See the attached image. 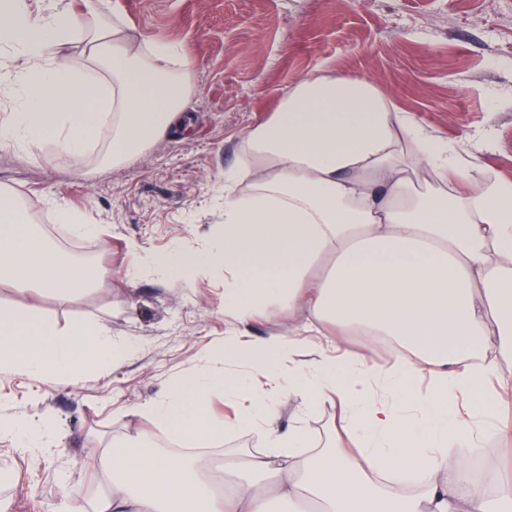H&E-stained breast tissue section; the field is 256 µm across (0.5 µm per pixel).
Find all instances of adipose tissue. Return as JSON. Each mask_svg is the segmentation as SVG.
<instances>
[{
	"instance_id": "adipose-tissue-1",
	"label": "adipose tissue",
	"mask_w": 512,
	"mask_h": 512,
	"mask_svg": "<svg viewBox=\"0 0 512 512\" xmlns=\"http://www.w3.org/2000/svg\"><path fill=\"white\" fill-rule=\"evenodd\" d=\"M0 0V93L17 96L0 114V148L50 145L82 154L103 128L105 158L126 163L182 122L191 71L181 45L124 35L106 0H83L82 16L60 0ZM79 42L76 62L59 47ZM243 171L224 180L222 246L132 256L167 276L224 267V312L235 330L212 366L176 379L144 408L155 428L210 442L201 407L215 391L236 403L228 430H245L260 451L232 464L216 491L190 454L160 453L129 439L93 453L107 482L92 512H270L272 502L315 503L317 512H501L512 477L495 492L474 483L454 448L490 452L512 439L499 416L512 393V179L450 148L366 78L313 75L285 88L270 119L240 142ZM89 272L33 231L20 204L0 192V282L21 311L0 312V369L66 378L122 366L133 345L87 321L60 331L41 291L85 287ZM272 306L295 320L287 336L243 339ZM336 331L335 355L319 341ZM394 349L386 365L349 335ZM310 345L309 358L297 349ZM496 379L497 390L485 383ZM296 398L297 424L277 421ZM344 434L335 447L306 451L301 421L323 403ZM22 449L51 447L49 420L0 418V436ZM417 493L402 485L415 473Z\"/></svg>"
}]
</instances>
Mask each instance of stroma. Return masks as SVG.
<instances>
[{
	"mask_svg": "<svg viewBox=\"0 0 512 512\" xmlns=\"http://www.w3.org/2000/svg\"><path fill=\"white\" fill-rule=\"evenodd\" d=\"M129 34L182 44L193 91L189 128L168 130L115 166L100 149H0V187L65 236L49 200L97 226L76 240L106 273L60 299L42 298L57 328L84 320L138 345L122 367L58 380L0 371V414L50 416L57 438L40 458L0 439V512H54L68 490L92 499L87 458L115 438L152 433L143 407L221 345L223 265L171 278L124 271L133 251L212 245L224 224V178L237 146L269 117L281 90L307 75L360 74L396 107L456 148L512 177V0H112Z\"/></svg>",
	"mask_w": 512,
	"mask_h": 512,
	"instance_id": "obj_1",
	"label": "stroma"
}]
</instances>
